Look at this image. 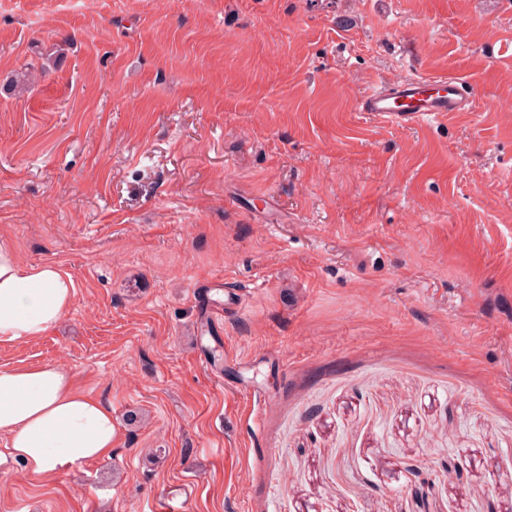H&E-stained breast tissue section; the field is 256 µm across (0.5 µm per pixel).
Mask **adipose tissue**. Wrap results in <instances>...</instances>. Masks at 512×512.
<instances>
[{
    "label": "adipose tissue",
    "mask_w": 512,
    "mask_h": 512,
    "mask_svg": "<svg viewBox=\"0 0 512 512\" xmlns=\"http://www.w3.org/2000/svg\"><path fill=\"white\" fill-rule=\"evenodd\" d=\"M72 276L53 263L21 264L13 244L0 240V344L35 339L67 313ZM0 432L8 437L0 462H20L35 478L108 459L118 440L111 407L85 394L55 364L0 370Z\"/></svg>",
    "instance_id": "ef3b65f1"
}]
</instances>
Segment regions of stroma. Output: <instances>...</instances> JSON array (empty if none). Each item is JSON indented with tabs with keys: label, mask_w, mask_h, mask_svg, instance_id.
Wrapping results in <instances>:
<instances>
[{
	"label": "stroma",
	"mask_w": 512,
	"mask_h": 512,
	"mask_svg": "<svg viewBox=\"0 0 512 512\" xmlns=\"http://www.w3.org/2000/svg\"><path fill=\"white\" fill-rule=\"evenodd\" d=\"M505 43L512 0H0V240L75 282L0 369L64 366L119 428L0 467V512H512ZM415 76L473 109L359 112ZM477 93L455 77H413L387 83L363 96L360 112L397 124H421L448 113L468 112Z\"/></svg>",
	"instance_id": "35a3bbf8"
}]
</instances>
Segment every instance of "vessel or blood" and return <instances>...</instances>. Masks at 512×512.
<instances>
[{
	"mask_svg": "<svg viewBox=\"0 0 512 512\" xmlns=\"http://www.w3.org/2000/svg\"><path fill=\"white\" fill-rule=\"evenodd\" d=\"M476 96L472 85L455 77H413L373 90L359 109L374 119L412 125L470 111Z\"/></svg>",
	"mask_w": 512,
	"mask_h": 512,
	"instance_id": "1",
	"label": "vessel or blood"
}]
</instances>
